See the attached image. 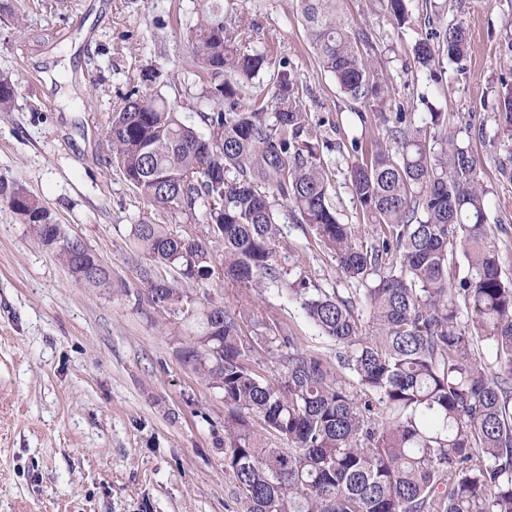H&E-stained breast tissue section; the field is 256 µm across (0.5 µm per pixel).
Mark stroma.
Segmentation results:
<instances>
[{
  "instance_id": "obj_1",
  "label": "stroma",
  "mask_w": 512,
  "mask_h": 512,
  "mask_svg": "<svg viewBox=\"0 0 512 512\" xmlns=\"http://www.w3.org/2000/svg\"><path fill=\"white\" fill-rule=\"evenodd\" d=\"M342 8L373 46L389 88L384 103L351 102L319 70L296 0H233L244 45L269 60L237 103L264 98L285 67L304 88L299 107L321 143L383 137V128L362 127L361 111L417 120L447 112L458 126L483 127L473 147L493 190L490 221L506 229L502 269L512 275V184L497 179L505 152L493 121L502 84L512 82L501 50L512 0H412L401 27L386 0H343ZM196 11V0H0V73L16 84L12 111L0 112V177L40 199L112 278L108 288L75 282L0 204V512H236L224 474V401L177 353L193 321L161 320L136 297L129 234L157 208L110 165L103 138L113 109L142 93L147 68L159 71L154 89L179 116L208 109L210 79L182 42ZM451 23L468 32L463 64L419 67L415 42ZM322 156L335 174L337 217L362 223L347 154ZM277 211L312 278L343 287L290 207L281 202ZM193 295L240 314L245 342L276 322L323 353L335 347L276 286L216 275Z\"/></svg>"
}]
</instances>
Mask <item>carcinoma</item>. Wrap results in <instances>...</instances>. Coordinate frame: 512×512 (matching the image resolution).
Here are the masks:
<instances>
[{
  "label": "carcinoma",
  "mask_w": 512,
  "mask_h": 512,
  "mask_svg": "<svg viewBox=\"0 0 512 512\" xmlns=\"http://www.w3.org/2000/svg\"><path fill=\"white\" fill-rule=\"evenodd\" d=\"M297 2L317 63L339 92L386 101L362 50L368 36L352 28L342 0ZM240 35L224 0H199L184 41L211 76L213 108L196 113L206 132L150 91L152 69L140 74L148 91L126 98L105 129L113 167L139 195L205 226L191 238L146 218L131 225L149 261L136 275L158 313L181 311L193 287L211 279L220 245L224 277L280 287L336 343L325 355L267 324L256 347L279 365L268 375L246 354L236 313L210 298L192 312L197 329L180 356L224 399V473L237 512H512V277L501 267V226L488 223L480 158L450 113H430L428 125L376 113L386 141L326 145L352 154L350 187L373 232L340 223L331 172L320 145L305 139L308 115L287 69L269 100L223 107L268 64ZM436 38L415 43L421 67L466 57L462 25ZM14 96L1 74L0 112ZM494 121L512 143V85ZM277 198L350 287L309 277L277 222ZM0 202L76 280L112 285L96 255H78L77 238L51 233L42 201L0 179Z\"/></svg>",
  "instance_id": "carcinoma-1"
}]
</instances>
